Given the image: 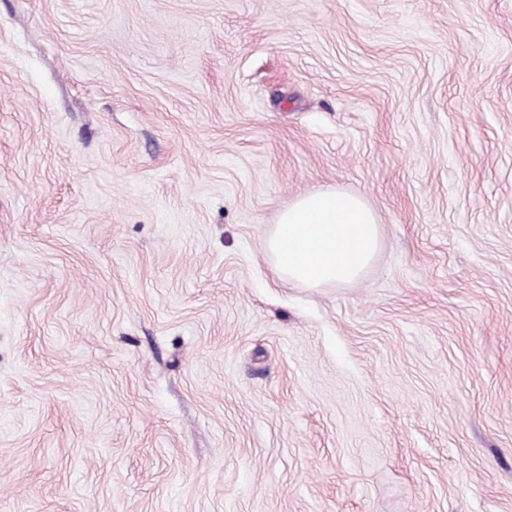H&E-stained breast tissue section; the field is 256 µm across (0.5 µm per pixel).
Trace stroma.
Listing matches in <instances>:
<instances>
[{
    "label": "stroma",
    "mask_w": 512,
    "mask_h": 512,
    "mask_svg": "<svg viewBox=\"0 0 512 512\" xmlns=\"http://www.w3.org/2000/svg\"><path fill=\"white\" fill-rule=\"evenodd\" d=\"M0 512H512V0H0ZM379 239L376 215L361 197L321 191L300 195L280 214L264 250L279 279L323 288L358 279Z\"/></svg>",
    "instance_id": "obj_1"
}]
</instances>
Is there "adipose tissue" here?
<instances>
[{
    "label": "adipose tissue",
    "instance_id": "1",
    "mask_svg": "<svg viewBox=\"0 0 512 512\" xmlns=\"http://www.w3.org/2000/svg\"><path fill=\"white\" fill-rule=\"evenodd\" d=\"M380 239L372 209L335 191L300 195L264 241L275 275L308 288L342 286L371 263Z\"/></svg>",
    "mask_w": 512,
    "mask_h": 512
}]
</instances>
